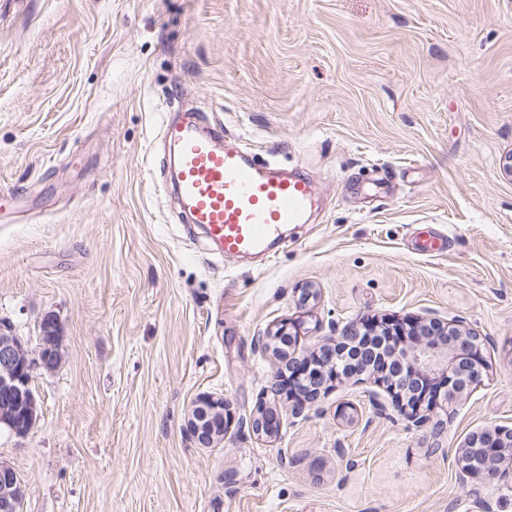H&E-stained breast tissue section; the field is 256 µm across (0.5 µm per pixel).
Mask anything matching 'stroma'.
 <instances>
[{
    "instance_id": "obj_1",
    "label": "stroma",
    "mask_w": 512,
    "mask_h": 512,
    "mask_svg": "<svg viewBox=\"0 0 512 512\" xmlns=\"http://www.w3.org/2000/svg\"><path fill=\"white\" fill-rule=\"evenodd\" d=\"M171 108L314 179L266 260L214 259L158 190ZM511 153L512 0H0V319L33 351L63 327L35 426L0 433L23 512H512L455 461L512 428ZM420 317L488 363L441 437L367 381L298 416L277 391L278 327L299 357ZM202 393L232 414L212 448L184 434Z\"/></svg>"
}]
</instances>
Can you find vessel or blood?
<instances>
[{
	"mask_svg": "<svg viewBox=\"0 0 512 512\" xmlns=\"http://www.w3.org/2000/svg\"><path fill=\"white\" fill-rule=\"evenodd\" d=\"M160 136L176 161L179 204L219 254L262 253L280 226L307 213L315 193L307 177L253 163L204 114L164 121Z\"/></svg>",
	"mask_w": 512,
	"mask_h": 512,
	"instance_id": "b4317fda",
	"label": "vessel or blood"
}]
</instances>
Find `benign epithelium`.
Segmentation results:
<instances>
[{"label": "benign epithelium", "instance_id": "obj_1", "mask_svg": "<svg viewBox=\"0 0 512 512\" xmlns=\"http://www.w3.org/2000/svg\"><path fill=\"white\" fill-rule=\"evenodd\" d=\"M61 324L57 317L46 316L40 323L38 358L31 357L26 344L14 334L10 323L0 322V431L24 437L36 422V399L32 390L33 371L37 367L52 370L61 360L59 341ZM396 360L413 375L433 377L444 383L442 394L430 400L426 409L443 407L459 397L468 387L464 377L482 375L486 362L479 336L431 320L411 337L395 344ZM339 379L332 355L322 360V369L307 377L308 392L293 391L288 381V398L295 400L297 410L317 401ZM230 422L224 400L210 393L197 397L184 427L186 437L202 448H212L224 437ZM279 420L268 411L253 419L251 428L258 435L272 436ZM458 464L465 474L487 482L509 476L504 464L512 465V429L497 428L492 432L471 435L459 448ZM24 490L20 476L10 465L0 463V512H23Z\"/></svg>", "mask_w": 512, "mask_h": 512}]
</instances>
